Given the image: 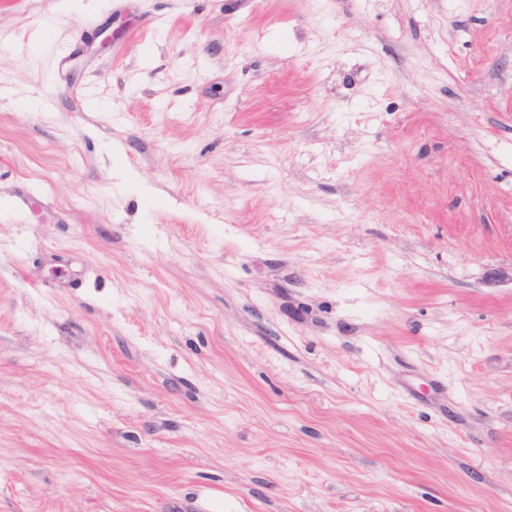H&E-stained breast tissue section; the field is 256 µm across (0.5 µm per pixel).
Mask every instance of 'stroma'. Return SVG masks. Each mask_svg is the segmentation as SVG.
<instances>
[{
    "label": "stroma",
    "mask_w": 512,
    "mask_h": 512,
    "mask_svg": "<svg viewBox=\"0 0 512 512\" xmlns=\"http://www.w3.org/2000/svg\"><path fill=\"white\" fill-rule=\"evenodd\" d=\"M512 0H0V512H512Z\"/></svg>",
    "instance_id": "1"
}]
</instances>
